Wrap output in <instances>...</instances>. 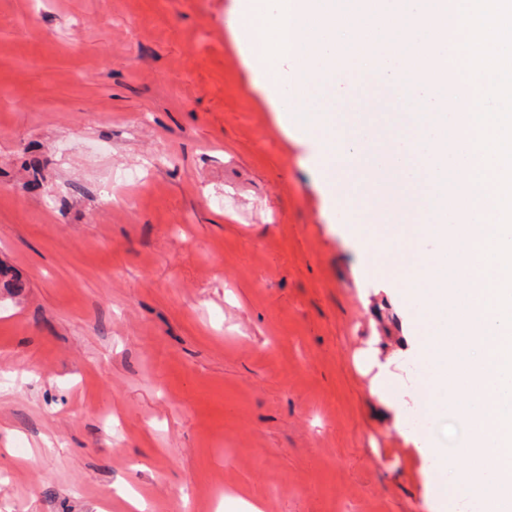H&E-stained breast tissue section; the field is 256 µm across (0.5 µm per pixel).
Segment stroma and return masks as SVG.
I'll return each mask as SVG.
<instances>
[{"instance_id": "35a3bbf8", "label": "stroma", "mask_w": 512, "mask_h": 512, "mask_svg": "<svg viewBox=\"0 0 512 512\" xmlns=\"http://www.w3.org/2000/svg\"><path fill=\"white\" fill-rule=\"evenodd\" d=\"M233 0H0V512H432L356 357L395 287Z\"/></svg>"}]
</instances>
